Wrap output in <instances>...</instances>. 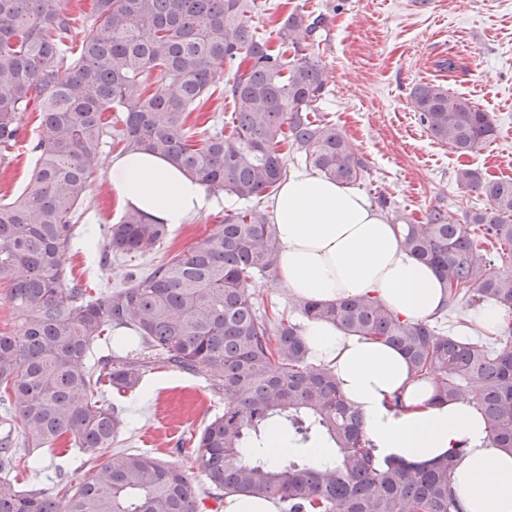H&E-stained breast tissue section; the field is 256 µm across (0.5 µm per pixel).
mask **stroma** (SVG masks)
Here are the masks:
<instances>
[{
    "instance_id": "stroma-1",
    "label": "stroma",
    "mask_w": 512,
    "mask_h": 512,
    "mask_svg": "<svg viewBox=\"0 0 512 512\" xmlns=\"http://www.w3.org/2000/svg\"><path fill=\"white\" fill-rule=\"evenodd\" d=\"M293 11L327 17V37L315 50L327 75L323 108L368 165L359 194L373 205L386 198L418 218L434 206L456 221L487 208L484 195L458 185L456 172L468 167L487 179L512 178V0H257L251 25L275 46L279 18ZM445 59L455 62L454 70L439 68ZM429 81L488 112L495 139L465 157L434 140L411 98L413 87ZM119 151L107 142L92 155L91 182L76 216V233L93 237L97 246L67 255L75 277L94 297L124 284L101 263L98 249L122 215L111 179ZM235 205L225 198L223 208L172 227L156 253L139 259L140 269L211 236ZM114 403L127 421L122 448L182 466L200 495L210 494L192 464L194 440L223 413V395L203 377L160 363ZM41 457L46 470L39 476L16 466L13 475L21 485L48 488L52 477H76L77 449L45 448Z\"/></svg>"
}]
</instances>
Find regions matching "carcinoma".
<instances>
[{
	"mask_svg": "<svg viewBox=\"0 0 512 512\" xmlns=\"http://www.w3.org/2000/svg\"><path fill=\"white\" fill-rule=\"evenodd\" d=\"M256 0H93L77 55L69 54L75 18L63 0H0V150L16 142L28 113L39 116L33 166L22 197L0 198V284L21 318L16 334L0 333V512H206L185 470L146 453L112 452L124 420L104 400L134 391L158 362L204 377L224 395V413L195 439L194 464L218 504L234 493L273 498L288 512H459L449 488L453 457L410 469L374 464L363 416L335 378L315 364L301 324L257 314L254 281L278 276L276 225L257 210L285 175L281 144L305 166L355 186L363 158L320 111L324 70L312 54H276L250 24ZM324 14L289 13L279 22L283 46L320 43ZM235 67L228 89L217 85ZM229 93L232 131L197 137L192 112ZM419 118L436 141L461 155L495 133L488 113L440 84L412 92ZM120 113L122 151L147 150L241 203L217 232L153 266L124 273L129 284L97 298L72 276L67 252L73 219L88 190L87 160L112 136L106 113ZM457 182L489 201L453 222L440 207L421 221L393 211L402 245L448 285V306L467 296L512 311V275L496 271L512 255V179H484L470 168ZM169 226L127 210L109 227L104 262L156 251ZM301 317L331 322L400 349L435 396H465L481 410L500 448L512 449V326L493 347L438 332L431 321L408 322L376 298L339 302L294 299ZM136 334L148 355L111 353L87 365L109 329ZM275 432L297 452L275 464L264 448ZM79 450L86 467L56 491H20L10 479L18 448L37 473L39 450ZM335 454L316 464L310 450ZM252 451L248 461L241 450Z\"/></svg>",
	"mask_w": 512,
	"mask_h": 512,
	"instance_id": "1",
	"label": "carcinoma"
}]
</instances>
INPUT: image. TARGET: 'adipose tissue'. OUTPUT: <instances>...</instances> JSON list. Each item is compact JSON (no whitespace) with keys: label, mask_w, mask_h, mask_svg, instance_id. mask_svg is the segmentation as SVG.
<instances>
[{"label":"adipose tissue","mask_w":512,"mask_h":512,"mask_svg":"<svg viewBox=\"0 0 512 512\" xmlns=\"http://www.w3.org/2000/svg\"><path fill=\"white\" fill-rule=\"evenodd\" d=\"M112 189L124 208L171 227L222 204L199 180L148 151L113 157ZM272 221L279 280L293 296L333 302L370 295L409 322L442 315L444 282L405 251L394 226L360 194L293 173L280 187ZM507 318L500 305L485 302L469 308L455 332L491 341ZM302 334L312 360L331 371L360 410L376 462L421 468L455 454L449 486L462 512H512V451L496 446L473 403L437 400L431 379L415 377L393 346L311 319Z\"/></svg>","instance_id":"adipose-tissue-1"}]
</instances>
